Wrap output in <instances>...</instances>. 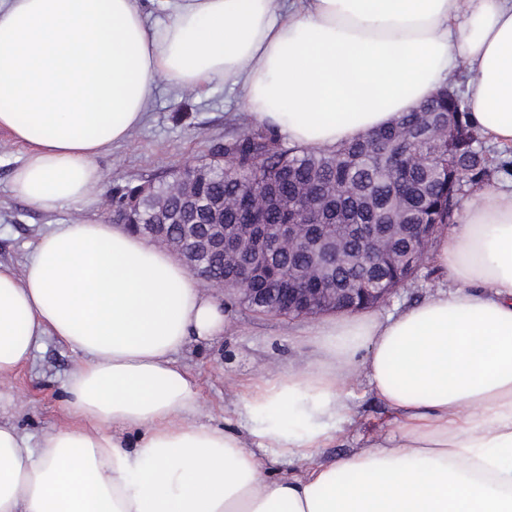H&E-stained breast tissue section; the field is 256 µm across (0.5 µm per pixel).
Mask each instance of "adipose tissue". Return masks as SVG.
<instances>
[{"label":"adipose tissue","instance_id":"obj_1","mask_svg":"<svg viewBox=\"0 0 512 512\" xmlns=\"http://www.w3.org/2000/svg\"><path fill=\"white\" fill-rule=\"evenodd\" d=\"M0 0L11 194L83 210L0 262V378L45 338L74 354L64 424L0 418V512H512V188L488 186L432 242L452 290L310 325L316 359L269 367L210 423L177 363L224 308L172 253L98 214V163L161 84L238 88L254 125L332 149L394 124L455 70L469 120L512 146V0ZM366 383L392 429L326 464ZM303 462L270 481L274 458Z\"/></svg>","mask_w":512,"mask_h":512}]
</instances>
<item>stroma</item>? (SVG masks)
I'll return each instance as SVG.
<instances>
[{
  "mask_svg": "<svg viewBox=\"0 0 512 512\" xmlns=\"http://www.w3.org/2000/svg\"><path fill=\"white\" fill-rule=\"evenodd\" d=\"M146 112L144 125L100 159L106 184L158 183L171 169L207 160L215 144L251 124L238 90L224 85L190 95L162 85ZM24 151L23 145L0 130V260L17 269L23 266L30 241L50 225L68 224L82 216L73 208L41 212L11 195L10 177ZM445 283L444 273L434 263H427L382 309L390 312L417 302ZM224 317L226 325L220 339L192 344L178 360L194 376L199 394L210 408L212 423L233 429L237 417L228 383L246 390L268 365L285 370L299 367L302 359L314 356L315 348L300 333L304 320L257 315L230 303L224 307ZM72 359L65 345L49 338L28 365L0 381V388L14 395L9 415L34 437L64 421V385ZM352 404L355 429L342 443L319 450L323 462H336L389 430L388 410L364 386L355 388Z\"/></svg>",
  "mask_w": 512,
  "mask_h": 512,
  "instance_id": "35a3bbf8",
  "label": "stroma"
}]
</instances>
